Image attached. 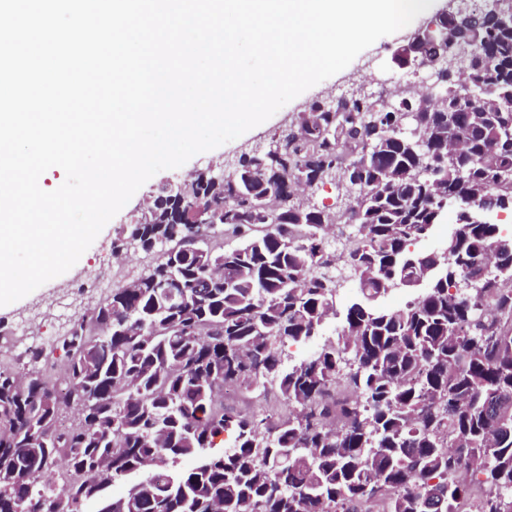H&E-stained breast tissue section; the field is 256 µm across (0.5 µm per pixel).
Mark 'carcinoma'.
I'll return each mask as SVG.
<instances>
[{
	"instance_id": "carcinoma-1",
	"label": "carcinoma",
	"mask_w": 512,
	"mask_h": 512,
	"mask_svg": "<svg viewBox=\"0 0 512 512\" xmlns=\"http://www.w3.org/2000/svg\"><path fill=\"white\" fill-rule=\"evenodd\" d=\"M485 42L467 76L483 102L447 95L403 117L352 96L341 116L298 112L272 146L240 154L233 173L197 175L189 199L160 192L116 248L176 239L175 258L112 289L84 325L0 364V512H512V235L481 208L512 212V23L475 9ZM333 184L346 207L304 204L295 185ZM283 209L258 231L265 204ZM457 210L441 251L410 247ZM212 232L202 263L195 238ZM337 340L285 366L336 312ZM424 291L404 307L377 300ZM275 396L279 413L224 406V387ZM349 390L343 401L336 385ZM234 435L229 448L216 438ZM494 449V463L484 457ZM194 459L188 470L180 469ZM123 496L106 489L140 471ZM34 475L23 479V473ZM355 297V288L352 284L346 285L339 293L337 298V311L339 315L331 316L326 320L322 331L319 336H316L311 343L308 344H292L286 343L284 349V359L286 364L288 361L291 363L301 358L307 357L315 348L314 343L324 341L328 338L336 336L337 332L342 327L343 322V310L345 306L351 302Z\"/></svg>"
}]
</instances>
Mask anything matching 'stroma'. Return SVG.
Returning a JSON list of instances; mask_svg holds the SVG:
<instances>
[{"mask_svg":"<svg viewBox=\"0 0 512 512\" xmlns=\"http://www.w3.org/2000/svg\"><path fill=\"white\" fill-rule=\"evenodd\" d=\"M402 40V35L398 33L380 38L345 69L308 89L261 125L235 140L194 156L179 168L160 171L149 179L105 225L93 244L69 271L26 297L0 306V362L11 365L18 362L14 335L18 323H25L26 335L38 339L58 335L62 325L59 304L71 289L80 286L86 289L81 304L76 307L77 312H84L86 308L94 306L101 296L97 283L102 263H113L127 279L138 275L150 263V255L142 251L123 259L115 258L114 243L120 232L138 220L144 201L156 194L162 184L185 178L190 172L205 168L208 164H219L234 158L244 146L269 145L273 134L284 124L290 113L300 111L307 101L326 95L327 92H334L339 97L347 94L349 83L353 80L360 81L365 91L378 93V108L390 109L395 101L394 78L400 73L399 67L392 60V53Z\"/></svg>","mask_w":512,"mask_h":512,"instance_id":"1","label":"stroma"}]
</instances>
